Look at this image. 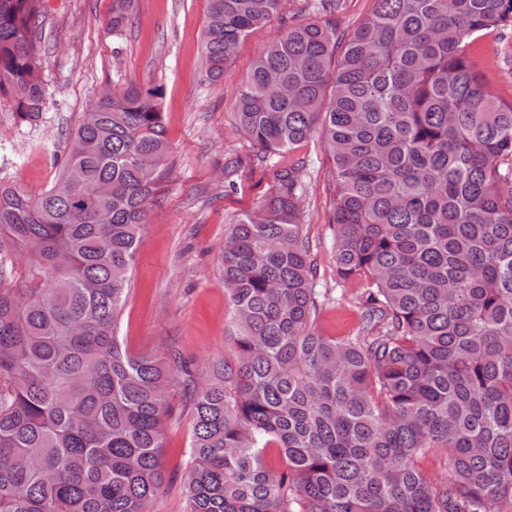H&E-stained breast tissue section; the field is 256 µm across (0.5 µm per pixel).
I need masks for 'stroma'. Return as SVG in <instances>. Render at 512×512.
<instances>
[{"mask_svg":"<svg viewBox=\"0 0 512 512\" xmlns=\"http://www.w3.org/2000/svg\"><path fill=\"white\" fill-rule=\"evenodd\" d=\"M39 43L48 99L36 124L18 123L11 103L0 100V178L40 193L59 169L69 137L98 93L129 79L160 86L169 141L164 179L139 239L131 291L118 334L134 354L178 349L199 366L233 359L234 308L222 282L224 237L243 213L255 210L277 187L278 172L304 166L303 232L311 246L315 286L323 306L317 320L325 336L355 332L362 285L336 275V227L331 222L333 162L319 136L292 152L261 151L240 130L235 94L259 50L289 21L314 19L313 0H284L209 80L201 61L207 0H134L121 34L110 25L112 0H44ZM488 91L512 102V26L476 46ZM241 160L233 176L224 165ZM162 462L167 481L152 512H188L180 478L189 446V418L167 421Z\"/></svg>","mask_w":512,"mask_h":512,"instance_id":"1","label":"stroma"}]
</instances>
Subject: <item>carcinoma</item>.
Here are the masks:
<instances>
[{"label": "carcinoma", "mask_w": 512, "mask_h": 512, "mask_svg": "<svg viewBox=\"0 0 512 512\" xmlns=\"http://www.w3.org/2000/svg\"><path fill=\"white\" fill-rule=\"evenodd\" d=\"M224 75L281 0H207ZM343 0L291 23L235 95L244 135L335 165L337 275L368 283L356 333L316 328L302 166L224 239L236 363L133 354L117 336L169 145L162 88L129 80L83 113L53 186L0 180V512H149L170 386L189 406L190 512H512V102L471 48L512 0ZM133 0H112V32ZM43 0H0V98L37 122ZM27 255L13 276L11 254ZM275 448L283 467L264 461ZM444 449L447 476L421 469ZM373 8V0H345L343 8L336 14V26L345 34L353 31L367 19Z\"/></svg>", "instance_id": "1"}]
</instances>
